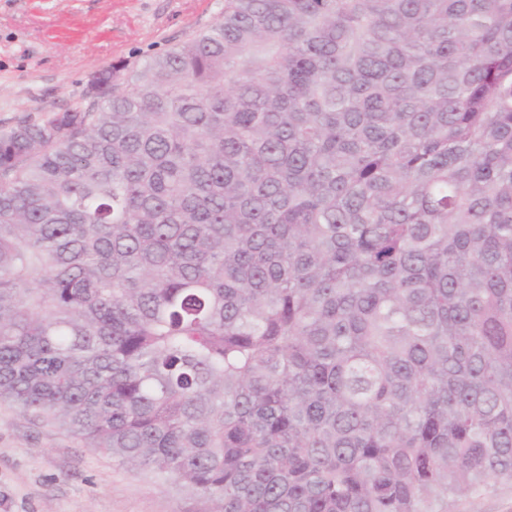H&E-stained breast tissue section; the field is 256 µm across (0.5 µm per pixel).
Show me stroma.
Masks as SVG:
<instances>
[{
	"label": "stroma",
	"instance_id": "35a3bbf8",
	"mask_svg": "<svg viewBox=\"0 0 512 512\" xmlns=\"http://www.w3.org/2000/svg\"><path fill=\"white\" fill-rule=\"evenodd\" d=\"M224 0H0V133L83 103L95 70L161 53L215 22ZM178 482L119 465L57 425L0 403V512H195ZM448 512H512V485Z\"/></svg>",
	"mask_w": 512,
	"mask_h": 512
}]
</instances>
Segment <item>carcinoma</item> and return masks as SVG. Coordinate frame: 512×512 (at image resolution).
<instances>
[{
    "instance_id": "carcinoma-1",
    "label": "carcinoma",
    "mask_w": 512,
    "mask_h": 512,
    "mask_svg": "<svg viewBox=\"0 0 512 512\" xmlns=\"http://www.w3.org/2000/svg\"><path fill=\"white\" fill-rule=\"evenodd\" d=\"M101 76L0 133L1 401L196 512L512 483V0H224Z\"/></svg>"
}]
</instances>
